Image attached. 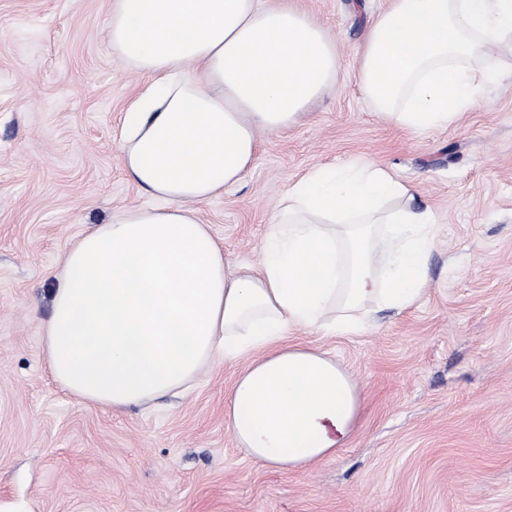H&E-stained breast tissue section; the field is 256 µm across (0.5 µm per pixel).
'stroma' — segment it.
Here are the masks:
<instances>
[{
  "mask_svg": "<svg viewBox=\"0 0 512 512\" xmlns=\"http://www.w3.org/2000/svg\"><path fill=\"white\" fill-rule=\"evenodd\" d=\"M336 44L334 86L266 133L236 186L200 204L236 261L262 258L292 182L328 163L395 171L434 216L425 293L357 335L293 332L353 375L352 440L308 472L250 459L224 425L241 362L193 390L102 409L55 382L43 346L54 271L113 210L148 204L119 163L142 79L112 52L109 0H0V501L20 512H512V85L454 125L383 123L355 77L387 0H297Z\"/></svg>",
  "mask_w": 512,
  "mask_h": 512,
  "instance_id": "obj_1",
  "label": "stroma"
}]
</instances>
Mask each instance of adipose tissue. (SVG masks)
Here are the masks:
<instances>
[{"instance_id": "1", "label": "adipose tissue", "mask_w": 512, "mask_h": 512, "mask_svg": "<svg viewBox=\"0 0 512 512\" xmlns=\"http://www.w3.org/2000/svg\"><path fill=\"white\" fill-rule=\"evenodd\" d=\"M106 27L146 78L119 161L152 203L113 212L65 254L44 327L51 371L83 402L120 409L246 359L225 426L253 460L308 471L351 441L362 398L340 362L288 334L357 333L420 302L433 217L386 168L324 165L289 186L261 264L235 261L196 206L242 180L261 132L295 125L335 82V44L292 0H110ZM508 42L512 0H390L356 79L389 124L444 129L512 80L492 54Z\"/></svg>"}]
</instances>
